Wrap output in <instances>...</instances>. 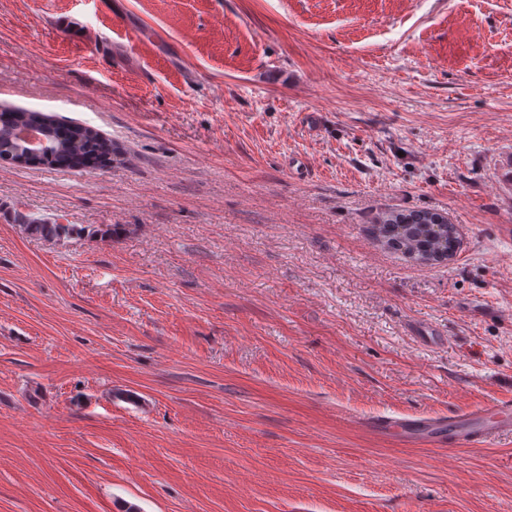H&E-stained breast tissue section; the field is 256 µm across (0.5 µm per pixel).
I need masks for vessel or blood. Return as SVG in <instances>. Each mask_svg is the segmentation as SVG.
Returning <instances> with one entry per match:
<instances>
[{
    "mask_svg": "<svg viewBox=\"0 0 512 512\" xmlns=\"http://www.w3.org/2000/svg\"><path fill=\"white\" fill-rule=\"evenodd\" d=\"M375 431L394 438L414 435L427 437L429 445H438L443 436L454 437L459 444L490 442L504 433L512 434V401L474 408L448 420L447 429L412 419L379 417L372 423Z\"/></svg>",
    "mask_w": 512,
    "mask_h": 512,
    "instance_id": "obj_1",
    "label": "vessel or blood"
}]
</instances>
